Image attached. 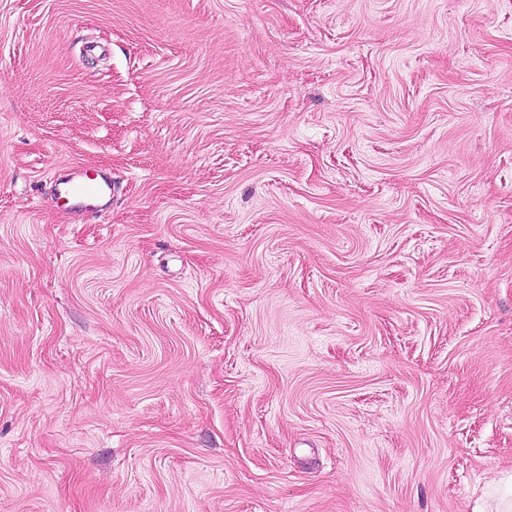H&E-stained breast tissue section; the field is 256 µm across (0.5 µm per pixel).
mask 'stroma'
<instances>
[{"label": "stroma", "mask_w": 512, "mask_h": 512, "mask_svg": "<svg viewBox=\"0 0 512 512\" xmlns=\"http://www.w3.org/2000/svg\"><path fill=\"white\" fill-rule=\"evenodd\" d=\"M510 469L512 0H0V512ZM63 197L83 202L87 205H96L111 192V180L102 174L95 177L84 175L80 180H72L59 189Z\"/></svg>", "instance_id": "35a3bbf8"}]
</instances>
